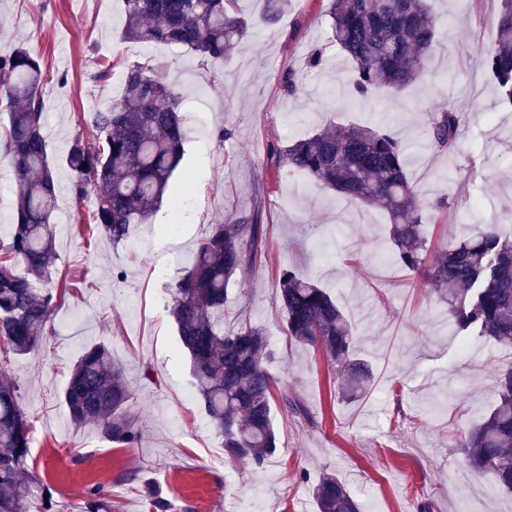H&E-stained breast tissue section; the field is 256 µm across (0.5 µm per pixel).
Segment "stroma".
Here are the masks:
<instances>
[{
	"instance_id": "1",
	"label": "stroma",
	"mask_w": 512,
	"mask_h": 512,
	"mask_svg": "<svg viewBox=\"0 0 512 512\" xmlns=\"http://www.w3.org/2000/svg\"><path fill=\"white\" fill-rule=\"evenodd\" d=\"M430 7L450 36L428 64L429 80L397 98L352 103L344 96L352 64L329 40L323 0H291L265 23L264 0H238L255 28L208 66L178 46L124 40L122 0H0V53L24 46L43 62L42 132L59 188L56 270L73 282L42 345L6 369L31 421L32 473L50 486L56 512H79L94 485L104 487L111 512H146L150 490L168 512H315L313 489L330 471L362 512H419L422 502L431 512H512V493L474 474L458 446L490 412L497 369L512 345L473 336L460 352L431 286L397 262L387 216L277 172L270 156L329 124L388 129L431 204L429 256L488 224L512 237V115L498 104L482 61L496 37L499 0H431ZM317 50L322 68L305 69ZM105 60L113 68L100 80ZM135 62L158 67L180 94L188 140L170 180L179 211L163 203L153 223L131 225L115 244L88 236L93 205L75 203L65 153L74 137H91L94 113L120 95ZM288 66L300 72L293 96L281 89ZM437 107L461 115L455 152L429 144L427 112ZM256 210L267 226L265 256L230 285L224 325L265 329L273 351L267 370L309 412L302 419L274 403L280 452L259 471L225 457L166 309L171 274L211 225ZM281 267L327 289L356 327V356L373 370L360 398L344 399L323 353L286 335L274 276ZM116 269L123 279L113 278ZM102 341L137 397L141 437L132 446L109 442L95 426H75L63 403L76 358ZM146 365L153 380L141 376Z\"/></svg>"
}]
</instances>
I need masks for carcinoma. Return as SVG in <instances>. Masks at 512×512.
Instances as JSON below:
<instances>
[{"instance_id": "carcinoma-1", "label": "carcinoma", "mask_w": 512, "mask_h": 512, "mask_svg": "<svg viewBox=\"0 0 512 512\" xmlns=\"http://www.w3.org/2000/svg\"><path fill=\"white\" fill-rule=\"evenodd\" d=\"M123 39L178 45L202 63L222 60L246 37L249 23L237 0H123ZM332 39L353 64L360 96L398 94L420 81L436 48L447 41L428 0H328ZM495 41L483 50L500 102L512 108V0H500ZM0 105L8 114L0 144L15 170L16 223L0 242V354L3 363L43 341L58 293L53 279L55 238L50 219L56 181L42 133V70L17 47L0 55ZM459 113H428L432 148L457 147ZM96 136L71 142L65 162L76 202L94 200L90 235L118 244L132 224H149L168 195L186 140L175 90L145 63L128 67L120 97L95 113ZM275 169L298 172L313 184L384 212L397 261L421 276L448 307L458 330L512 344V239L491 226L442 248L426 260L423 217L427 203L409 180L404 147L389 130L369 125L328 126L272 149ZM267 225L255 211L243 224H213L192 263L172 276L167 304L188 353L194 386L207 416L223 437L224 454L255 470L278 451L272 412L273 378L265 368L269 340L259 326L224 329L228 289L242 270L265 254ZM288 337L317 347L343 372L345 397L356 398L371 378L355 357V329L336 300L290 268L277 273ZM63 401L72 423L96 425L106 440L135 445L140 439L134 394L122 362L98 343L73 364ZM281 403L308 417L301 399L284 387ZM467 466L512 492V359L498 369L494 406L460 440ZM30 425L18 385L0 372V512H50L49 487L23 476L30 468ZM317 512H360L357 498L334 474L314 487ZM105 494L91 487L80 512H106Z\"/></svg>"}]
</instances>
